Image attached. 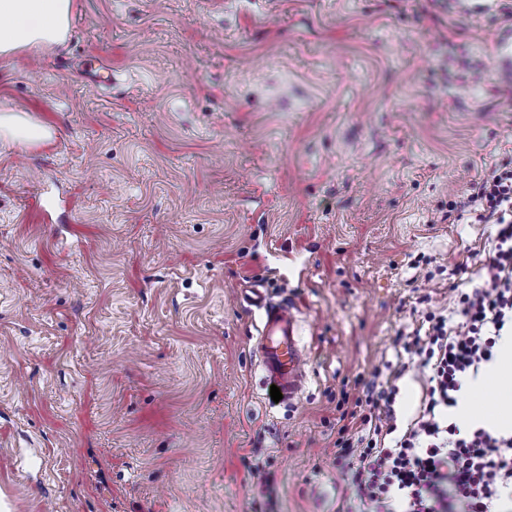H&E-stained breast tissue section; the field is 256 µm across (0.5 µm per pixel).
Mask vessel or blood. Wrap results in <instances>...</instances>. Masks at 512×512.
Wrapping results in <instances>:
<instances>
[{
	"instance_id": "vessel-or-blood-1",
	"label": "vessel or blood",
	"mask_w": 512,
	"mask_h": 512,
	"mask_svg": "<svg viewBox=\"0 0 512 512\" xmlns=\"http://www.w3.org/2000/svg\"><path fill=\"white\" fill-rule=\"evenodd\" d=\"M492 55L500 77L512 82V29L497 37ZM244 302L260 313L255 352L270 384L276 385L284 401L296 402L306 377L307 351L299 341V317L287 302H271L259 285L247 288Z\"/></svg>"
}]
</instances>
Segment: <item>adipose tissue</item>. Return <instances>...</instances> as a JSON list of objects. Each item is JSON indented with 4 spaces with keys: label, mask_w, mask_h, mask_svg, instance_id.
<instances>
[{
    "label": "adipose tissue",
    "mask_w": 512,
    "mask_h": 512,
    "mask_svg": "<svg viewBox=\"0 0 512 512\" xmlns=\"http://www.w3.org/2000/svg\"><path fill=\"white\" fill-rule=\"evenodd\" d=\"M72 0H0V57L66 41ZM488 378L498 381V412L494 424L512 422V337L503 346L500 359Z\"/></svg>",
    "instance_id": "1"
}]
</instances>
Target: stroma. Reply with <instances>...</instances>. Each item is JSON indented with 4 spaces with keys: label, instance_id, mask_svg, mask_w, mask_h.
<instances>
[{
    "label": "stroma",
    "instance_id": "stroma-1",
    "mask_svg": "<svg viewBox=\"0 0 512 512\" xmlns=\"http://www.w3.org/2000/svg\"><path fill=\"white\" fill-rule=\"evenodd\" d=\"M72 2L64 45L0 58L50 133L0 142V512H355L338 400L396 385L405 428V347L492 248L452 204L512 167V0ZM254 278L304 326L293 404ZM492 55L500 77L512 82V29H505L498 35Z\"/></svg>",
    "mask_w": 512,
    "mask_h": 512
}]
</instances>
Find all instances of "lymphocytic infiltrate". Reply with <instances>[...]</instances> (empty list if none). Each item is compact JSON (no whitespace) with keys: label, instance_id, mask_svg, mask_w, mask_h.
<instances>
[{"label":"lymphocytic infiltrate","instance_id":"1","mask_svg":"<svg viewBox=\"0 0 512 512\" xmlns=\"http://www.w3.org/2000/svg\"><path fill=\"white\" fill-rule=\"evenodd\" d=\"M466 203L498 230L481 282L461 293L456 316H426L424 334L407 347L427 384L418 416L398 431L392 389L380 394L384 414H341L336 467L358 512H512V434H464L448 418L512 325V168L486 172ZM358 423L367 434L353 436Z\"/></svg>","mask_w":512,"mask_h":512}]
</instances>
